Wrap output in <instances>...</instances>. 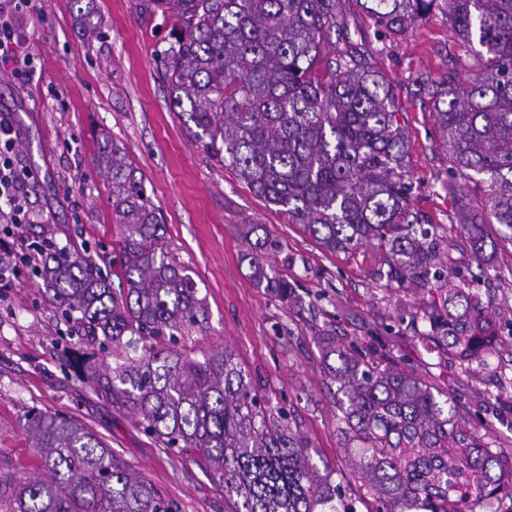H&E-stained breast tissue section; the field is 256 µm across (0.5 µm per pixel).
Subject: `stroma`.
<instances>
[{
  "label": "stroma",
  "mask_w": 512,
  "mask_h": 512,
  "mask_svg": "<svg viewBox=\"0 0 512 512\" xmlns=\"http://www.w3.org/2000/svg\"><path fill=\"white\" fill-rule=\"evenodd\" d=\"M93 7L104 25L101 38L80 33L71 0H32L28 82L19 83L11 64L0 62V111L11 113L20 128L16 150L33 173L27 197L33 221L23 225L21 237L11 238L14 251L28 253L51 239L93 258L112 288H121L120 228L95 162L103 135H110L142 174L164 218L168 250L194 279L203 304V316L184 329L177 351L199 360L231 350L257 391L293 414L310 441L313 462L343 485L358 512H377V505L360 475L343 466L348 450L322 369L321 332L390 356L446 395L458 418L484 434L489 447L511 452L512 242L503 239L500 225H487L485 264L477 266L457 218L473 185L449 178L448 151L414 83L418 76L438 82L452 71L463 82L470 76L473 61L456 44L444 10L404 34L380 37L350 0L348 37L395 81L411 146L414 204L428 215L454 280H466L493 313L487 369L437 354L421 341L426 324L411 314L430 298L436 280L400 287L388 280L376 248L351 255L324 250L190 134L154 60L169 22L142 16L137 0H93ZM246 224L259 225L266 260L293 284L295 301L279 299L258 282L248 259L255 239L242 234ZM68 329L31 268L19 267L0 284V465L32 459L23 424L37 408L81 421L180 512H225L223 491L190 455L162 447L105 393L62 370L64 351L77 345Z\"/></svg>",
  "instance_id": "1"
}]
</instances>
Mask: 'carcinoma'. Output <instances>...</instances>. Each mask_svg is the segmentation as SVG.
I'll list each match as a JSON object with an SVG mask.
<instances>
[{"mask_svg":"<svg viewBox=\"0 0 512 512\" xmlns=\"http://www.w3.org/2000/svg\"><path fill=\"white\" fill-rule=\"evenodd\" d=\"M346 0H138L141 14L173 23L154 50L162 81L187 129L267 204L278 207L325 250H381L387 277L403 286L419 272L441 282L414 317L439 352L481 355L491 321L466 283L448 285V255L428 241L429 218L411 208L409 144L397 118L394 81L346 49L323 66L332 34L347 28ZM380 35L402 34L440 6L457 41L473 50V76L427 88L451 174L488 186L487 211L461 209L477 263L483 228L499 224L512 240V0H363ZM78 29L100 33L97 14L72 0ZM111 185L121 225L126 287L114 291L90 257L47 253L37 274L63 309L70 335L103 352L114 367L91 365L77 349L63 368L106 390L165 448H179L224 487L228 512H356L341 486L312 462L309 441L281 407L257 394L229 349L203 360L158 350L201 312L194 281L170 256L161 217L143 178L111 137L96 157ZM257 276L283 300L291 285ZM323 365L337 384L341 434L358 445L350 459L386 512H477L504 491L512 453L466 429L413 373L387 355L367 356L323 337ZM36 466L0 471L5 512H180L76 419L39 410L25 417Z\"/></svg>","mask_w":512,"mask_h":512,"instance_id":"obj_1","label":"carcinoma"}]
</instances>
